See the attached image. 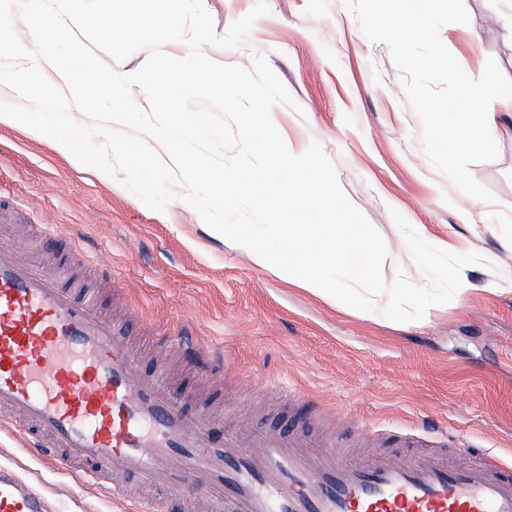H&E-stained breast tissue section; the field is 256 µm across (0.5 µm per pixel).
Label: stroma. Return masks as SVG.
<instances>
[{"label": "stroma", "mask_w": 512, "mask_h": 512, "mask_svg": "<svg viewBox=\"0 0 512 512\" xmlns=\"http://www.w3.org/2000/svg\"><path fill=\"white\" fill-rule=\"evenodd\" d=\"M464 4L469 23L444 26L443 43L471 78H480L492 58L512 79V12L502 0ZM268 5L243 46H208L205 54L246 69L255 54L266 56L296 101L274 105L272 121L295 149L316 142L332 160L341 191L387 244L385 282L401 273L426 282L392 219L398 212L437 246L480 256L461 273L470 291L408 323L378 310L343 311L215 236L182 200L180 184H172L175 197L165 211L151 210L53 139L5 120L0 224L20 229L53 219L58 235L38 244V260L69 254L76 242L103 256L114 285L106 308L118 315L135 309L134 352L144 369L153 370L154 349L181 329L200 345L221 346L227 381L251 380L255 406L239 416L254 427L308 426L307 403L276 414L264 410L268 382L284 381L380 429L424 423L467 432L474 445L512 463V112L490 105L499 115V154L469 171L494 200L474 201L425 156L389 46L364 36L344 0ZM491 281L498 291H486ZM1 464L31 480L54 512H125L123 500L80 483L6 431H0Z\"/></svg>", "instance_id": "stroma-1"}]
</instances>
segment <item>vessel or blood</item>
Listing matches in <instances>:
<instances>
[{"label":"vessel or blood","mask_w":512,"mask_h":512,"mask_svg":"<svg viewBox=\"0 0 512 512\" xmlns=\"http://www.w3.org/2000/svg\"><path fill=\"white\" fill-rule=\"evenodd\" d=\"M199 369L224 354L185 338ZM38 455L97 488L138 485L178 498L200 483L202 512H512V465L431 427L400 434V449L356 459L336 434L253 433L145 372L98 299L63 272L39 268L27 242L0 225V419ZM0 512H50L47 497L0 467Z\"/></svg>","instance_id":"b4317fda"}]
</instances>
